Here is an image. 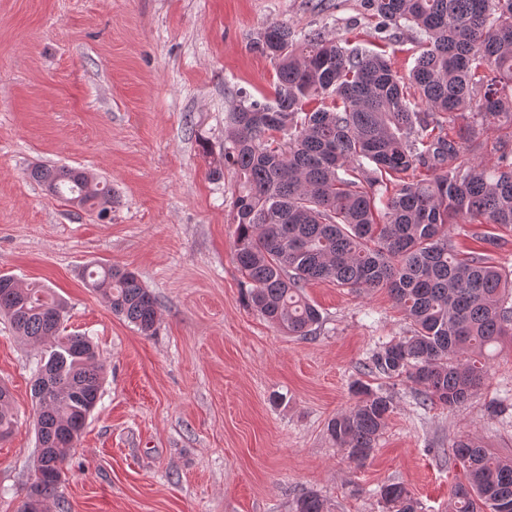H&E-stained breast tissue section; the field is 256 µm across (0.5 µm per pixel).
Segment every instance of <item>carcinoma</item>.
<instances>
[{
	"instance_id": "obj_1",
	"label": "carcinoma",
	"mask_w": 512,
	"mask_h": 512,
	"mask_svg": "<svg viewBox=\"0 0 512 512\" xmlns=\"http://www.w3.org/2000/svg\"><path fill=\"white\" fill-rule=\"evenodd\" d=\"M391 40L414 30L418 55L405 76L384 54L347 48L311 30L298 41L286 23L256 33L250 49L276 71L274 97L229 115L224 163L237 174L231 223L234 258L248 305L277 331L310 336L320 323L304 290L327 281L362 293L386 289L411 321V335L383 344L372 367L405 377L425 400L453 407L486 377L484 350L512 335V279L485 253L463 257L448 225L512 229V139H497L487 167L469 148L496 125L512 127V0H365ZM425 169L431 177L415 179ZM28 177L83 209L104 215L112 187L84 170L36 165ZM112 312L145 336L157 300L137 275L99 263L84 271ZM0 315L43 352L33 388L37 463L19 512H47L101 397L103 364L87 336L66 332L65 303L50 289L0 275ZM358 400L331 418L327 433L354 461L373 451L391 398L360 386ZM15 425L0 384V441ZM453 457L463 479L448 512H512V460L473 440ZM386 512H420L402 483L380 493ZM294 512H327L316 494Z\"/></svg>"
}]
</instances>
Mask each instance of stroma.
Returning <instances> with one entry per match:
<instances>
[{
    "label": "stroma",
    "instance_id": "35a3bbf8",
    "mask_svg": "<svg viewBox=\"0 0 512 512\" xmlns=\"http://www.w3.org/2000/svg\"><path fill=\"white\" fill-rule=\"evenodd\" d=\"M274 22L385 53L403 73L414 61V40L385 38L364 0H0V274L65 301L68 332L89 336L105 368L49 512H291L307 492L328 512H385L391 482L421 512H448L462 473L454 441L512 459V408L488 410L512 398L511 338L489 346L483 388L446 408L370 371L380 343L411 329L386 290L309 284L322 319L306 338L247 305L233 253L236 174L211 172L228 112L241 96L273 93L274 67L249 44ZM37 164L105 181L117 195L108 217L48 194L27 176ZM448 236L512 271V231L489 243L452 224ZM93 262L138 274L158 303L154 335L85 286ZM39 357L0 316V383L16 416L0 441V512H18L33 469ZM358 381L394 406L361 464L326 431Z\"/></svg>",
    "mask_w": 512,
    "mask_h": 512
}]
</instances>
